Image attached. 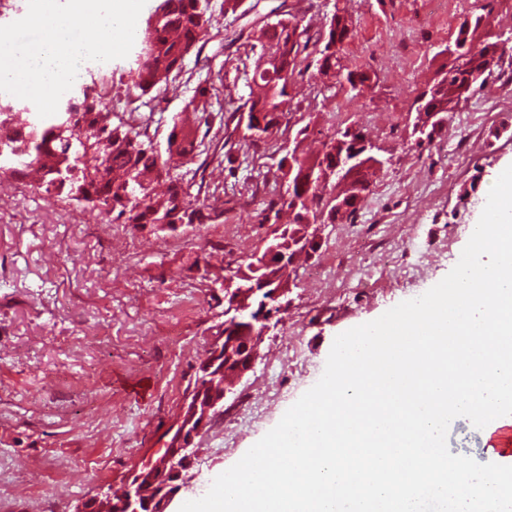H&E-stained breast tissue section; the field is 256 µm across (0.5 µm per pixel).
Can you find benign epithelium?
I'll return each mask as SVG.
<instances>
[{"label":"benign epithelium","instance_id":"1","mask_svg":"<svg viewBox=\"0 0 512 512\" xmlns=\"http://www.w3.org/2000/svg\"><path fill=\"white\" fill-rule=\"evenodd\" d=\"M370 165L380 167L382 162L362 159L351 165L336 160L333 169L336 183L349 188L355 173ZM294 260L295 257L280 247L270 245L264 250L261 266L266 270L267 278L274 281V287L259 289L253 284L236 289L234 282H225V291L232 296V303L224 310V315L228 316L224 335L212 344L208 357L199 367L204 384L186 397L179 420L167 431L169 435L177 433L175 441L167 443L156 461L145 464L133 474L123 497L116 500L104 493L85 503L79 512H166L169 503L183 488L180 483L182 471L195 461L196 450L192 448L195 438L254 368L269 329L264 318L259 319L261 326L258 328L253 325L239 327V317L250 309V299L259 292L268 295L274 307H280L279 299L289 293L294 282Z\"/></svg>","mask_w":512,"mask_h":512}]
</instances>
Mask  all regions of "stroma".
Instances as JSON below:
<instances>
[{
    "mask_svg": "<svg viewBox=\"0 0 512 512\" xmlns=\"http://www.w3.org/2000/svg\"><path fill=\"white\" fill-rule=\"evenodd\" d=\"M287 4L310 33L334 11L352 21L342 65L365 72L358 93L343 76L320 80L309 45L291 80L292 110L274 142L252 141L236 108L247 97L250 34ZM260 0L188 57L180 94L141 104L149 133L165 143L196 82L221 72L212 123L199 154L172 175L201 181L216 224H107L53 194L23 192L0 176V512H78L100 490L121 494L163 446L188 387L224 320L218 283L262 253L277 228L248 224L274 181L272 143L314 156L335 130L353 126L384 166L353 220L323 226L316 253L299 262L289 303L271 319L261 356L220 414L194 441L196 461L171 509L205 495L322 376L334 339L419 297L457 264L497 171L512 165V59L461 102L452 129L412 137L415 101L453 57L457 27L480 15L475 44L512 47V0ZM305 136H297L299 128Z\"/></svg>",
    "mask_w": 512,
    "mask_h": 512,
    "instance_id": "obj_1",
    "label": "stroma"
}]
</instances>
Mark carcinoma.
Instances as JSON below:
<instances>
[{
  "label": "carcinoma",
  "instance_id": "1",
  "mask_svg": "<svg viewBox=\"0 0 512 512\" xmlns=\"http://www.w3.org/2000/svg\"><path fill=\"white\" fill-rule=\"evenodd\" d=\"M256 8L245 0H223L222 14L238 18ZM484 17L476 16L474 26L459 27L456 45L466 44L464 55L425 91L424 108L436 112L452 111L462 100L483 85L486 75L499 67L504 49L496 44H473V33ZM216 20L211 0H159L145 26L137 34L138 50L133 64L126 70L128 87L138 96L151 100L169 89H177L176 80L183 72L187 57L202 51L206 37L215 28ZM259 49L250 77L255 89L235 108L246 113L245 129L250 137L267 139L273 136L291 106L287 80L301 66V55L311 39L308 29L298 17L285 11L273 21L263 23L253 32ZM349 35L336 33V15L327 18L324 29L317 33L315 43L320 50L319 72L336 74L343 48ZM281 51L279 64L273 71L263 63L265 51ZM104 77L92 79L90 90H82L63 100L49 123L37 118L28 105L9 97H0V146H5L13 160L11 171L24 178L30 172L41 174L40 188L68 200L81 194L99 204L98 214L108 222L123 224H211L220 214L209 210L200 194L191 191L192 185L169 177L172 164L191 159L197 150L199 123L209 124L211 115V78L198 85L195 94L185 103L192 111L194 122L179 115L172 117L166 147L154 148L149 125L112 121V110L96 92L97 83ZM68 109L76 116L73 127H64L59 112ZM297 172L307 167L314 173L310 181L288 184V198L278 197L263 202L257 214L258 223L268 224L279 216V208L294 213L293 223L279 233L280 242L288 244L297 235L308 233L312 224H334L353 219L369 191L373 173L365 170L356 174L354 187L346 190L349 201L343 212L336 211V198L323 196L326 178L323 165L328 154L313 159L293 158ZM169 178L168 191L163 196L153 192L152 181Z\"/></svg>",
  "mask_w": 512,
  "mask_h": 512
}]
</instances>
